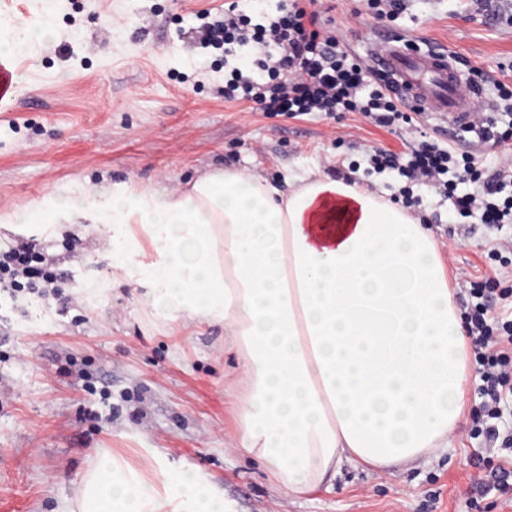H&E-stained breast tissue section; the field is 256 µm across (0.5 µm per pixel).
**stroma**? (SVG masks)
<instances>
[{
  "label": "stroma",
  "mask_w": 512,
  "mask_h": 512,
  "mask_svg": "<svg viewBox=\"0 0 512 512\" xmlns=\"http://www.w3.org/2000/svg\"><path fill=\"white\" fill-rule=\"evenodd\" d=\"M231 2L0 0V18L54 30L15 56L21 82L0 102V218L60 193L101 203L125 180L174 190L224 165L278 186L313 170L400 203V183L373 173L368 153L404 157L427 136L445 148L476 142L485 173L512 168V145L420 113L380 127L358 112L293 118L225 99V47L196 32L223 20ZM315 9L321 28L360 57L369 42L400 38L413 52L451 49L464 81L479 87L476 111L498 102L497 83L512 86V0H409L394 22L369 0H317ZM414 194L410 212L431 225L460 312L475 282L493 297L512 288V253L486 259L512 241V224L453 222L451 199L426 185ZM21 241L53 259L59 293L0 290V512H68L102 457L160 496L195 476L234 512H512V480L495 477L512 457L471 435L483 413L478 371L447 448L402 469L347 465L330 489L293 496L229 446L239 372L223 326L145 313L90 219L0 221V249Z\"/></svg>",
  "instance_id": "1"
}]
</instances>
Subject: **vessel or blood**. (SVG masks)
Returning <instances> with one entry per match:
<instances>
[{"label": "vessel or blood", "mask_w": 512, "mask_h": 512, "mask_svg": "<svg viewBox=\"0 0 512 512\" xmlns=\"http://www.w3.org/2000/svg\"><path fill=\"white\" fill-rule=\"evenodd\" d=\"M366 56L369 64L387 73L393 88L420 111L432 113L450 126L473 123V101L461 89L450 54L430 50L411 55L397 46H375Z\"/></svg>", "instance_id": "b4317fda"}]
</instances>
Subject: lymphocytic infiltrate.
<instances>
[{
	"instance_id": "obj_1",
	"label": "lymphocytic infiltrate",
	"mask_w": 512,
	"mask_h": 512,
	"mask_svg": "<svg viewBox=\"0 0 512 512\" xmlns=\"http://www.w3.org/2000/svg\"><path fill=\"white\" fill-rule=\"evenodd\" d=\"M315 0H288L278 21L270 26L246 29L235 17L225 16L218 27L209 29L208 41L235 44L264 51L269 79L245 80L239 73L226 79L224 95L258 102L263 111L291 117L319 112L334 116L339 112H360L381 126L393 125L405 114L403 103L392 91L380 88L365 91V72L356 57L335 36L317 30L316 14L310 9ZM375 172L389 171L407 180L405 196H412V181L423 179L441 193L455 197L454 212L479 224H511L512 195L503 196L512 186V169L484 174L472 152H456L433 142H424L407 165H400L395 154L377 149L369 156ZM478 185L475 193L458 195L459 184ZM56 275L52 261L29 244L0 250V288L20 293L52 283ZM468 334L481 368L485 418L477 423L475 434L496 437L503 409L512 403V319L491 316L484 290L472 288Z\"/></svg>"
}]
</instances>
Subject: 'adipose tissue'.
Returning a JSON list of instances; mask_svg holds the SVG:
<instances>
[{
    "instance_id": "ef3b65f1",
    "label": "adipose tissue",
    "mask_w": 512,
    "mask_h": 512,
    "mask_svg": "<svg viewBox=\"0 0 512 512\" xmlns=\"http://www.w3.org/2000/svg\"><path fill=\"white\" fill-rule=\"evenodd\" d=\"M58 194L8 223L94 211L145 311L224 327L241 368L234 447L300 495L343 462L382 469L447 447L469 345L438 244L374 192L330 177L284 187L238 167L177 190L113 184L105 209ZM75 512H177L99 461Z\"/></svg>"
}]
</instances>
